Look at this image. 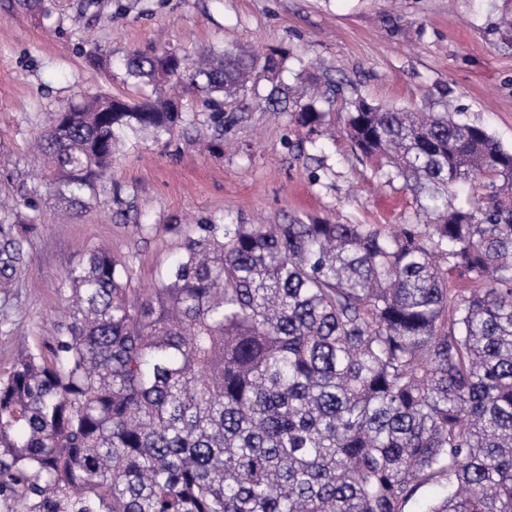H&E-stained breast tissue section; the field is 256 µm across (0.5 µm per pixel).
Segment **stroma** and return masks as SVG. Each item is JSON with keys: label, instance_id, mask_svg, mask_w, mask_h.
I'll return each instance as SVG.
<instances>
[{"label": "stroma", "instance_id": "obj_1", "mask_svg": "<svg viewBox=\"0 0 512 512\" xmlns=\"http://www.w3.org/2000/svg\"><path fill=\"white\" fill-rule=\"evenodd\" d=\"M52 16L0 0V209L40 185L31 140L61 106L107 92L135 102L152 88L122 66L133 50L193 55L213 45L280 50L282 84L316 64L340 84L334 136L310 143L290 113L261 99L258 79L226 112L224 153L200 146L206 113L187 97L174 136L124 132L111 175L91 212L73 216L42 194L30 272L14 290L9 334L0 333V374L29 350H48L70 295L66 271L97 247L133 268L132 287L160 285L185 235L205 218L228 224L315 219L385 230L426 224L403 180L353 150L343 127L351 101L441 111L477 124L512 149V38L500 27L512 0H99L86 13L57 0ZM98 47L102 63L85 53ZM137 209L136 223L111 221L113 195ZM147 232H139V225Z\"/></svg>", "mask_w": 512, "mask_h": 512}]
</instances>
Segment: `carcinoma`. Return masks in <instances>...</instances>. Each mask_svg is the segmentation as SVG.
Masks as SVG:
<instances>
[{
	"instance_id": "obj_1",
	"label": "carcinoma",
	"mask_w": 512,
	"mask_h": 512,
	"mask_svg": "<svg viewBox=\"0 0 512 512\" xmlns=\"http://www.w3.org/2000/svg\"><path fill=\"white\" fill-rule=\"evenodd\" d=\"M264 57L279 78L283 58ZM125 69L202 93L214 154L224 102L256 73L250 52L211 47L132 51ZM310 79L264 103L321 137L337 88ZM183 123L170 96L57 112L37 140L48 180L0 211V306L30 267L32 197L81 215L120 133ZM346 133L404 180L427 230L209 218L147 293L89 250L50 357L0 377V512H512V150L450 112L363 99ZM461 185L466 208L450 203Z\"/></svg>"
}]
</instances>
